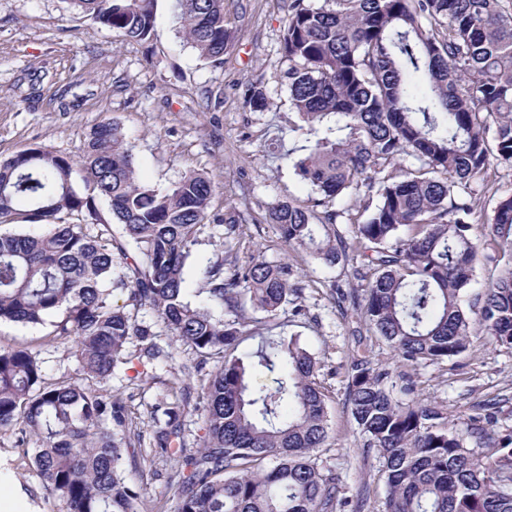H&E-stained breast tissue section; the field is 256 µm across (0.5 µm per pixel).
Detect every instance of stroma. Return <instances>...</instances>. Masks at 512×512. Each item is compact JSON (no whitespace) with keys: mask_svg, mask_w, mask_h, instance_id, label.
Returning <instances> with one entry per match:
<instances>
[{"mask_svg":"<svg viewBox=\"0 0 512 512\" xmlns=\"http://www.w3.org/2000/svg\"><path fill=\"white\" fill-rule=\"evenodd\" d=\"M224 16L236 32L223 62L201 59L177 32L173 0H157L154 35L137 42L119 37L91 16L68 8L65 0H0V160L40 146L76 154L95 125L117 122L144 181L165 188L193 172L212 184L209 218L197 234L185 272V297L205 302L202 268L221 255L245 264L253 254L286 265L300 292L276 316L247 309L240 353L291 337L317 361L316 381L328 407V439L317 455L321 468L340 479L345 505L337 512H383L386 478L375 450L357 430L346 402L350 364L363 355L389 373L394 391L414 388L415 399L437 405L449 423L464 427L489 399L501 397L494 431L512 430V349L474 335L466 352L438 364L404 361L359 318L366 268L357 250L356 225L365 219L354 206L349 219L333 225L346 244L345 261L329 268L304 250L285 245L268 212L285 201L309 207L310 188L292 161L304 154L308 128L290 102L282 37L288 0H224ZM264 90L268 106L245 103L250 87ZM239 214L228 223L229 214ZM157 341L171 354L160 372L119 367L106 388L129 400L144 444L163 414L173 383L195 384L196 354L175 342L163 323L146 311ZM47 327L0 323V344L39 351L48 378L77 377L67 347L46 340ZM16 435L0 430V512H68L15 448ZM171 464L126 463L128 481L145 489L163 512H175Z\"/></svg>","mask_w":512,"mask_h":512,"instance_id":"35a3bbf8","label":"stroma"}]
</instances>
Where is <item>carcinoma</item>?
<instances>
[{
	"label": "carcinoma",
	"instance_id": "carcinoma-1",
	"mask_svg": "<svg viewBox=\"0 0 512 512\" xmlns=\"http://www.w3.org/2000/svg\"><path fill=\"white\" fill-rule=\"evenodd\" d=\"M64 2L125 39L154 35L156 0ZM223 3L175 0L184 40L207 61H222L235 41ZM282 51L293 107L314 136L293 162L313 205L279 202L270 222L286 245L334 267L342 250L329 226L350 211L344 198L375 192L357 224L371 272L365 322L407 361L465 352L463 297L482 246L471 233L476 186L512 165V0H289ZM212 193L200 174L169 188L143 183L114 122L97 125L74 158L35 146L0 161V220L47 227L0 232V323L49 324V341L71 344L82 375L48 379L37 353L1 345L0 429L18 427L16 446L68 512L148 508L124 469L141 432L129 406L102 387L120 363L170 358L142 310L198 358L201 447H185L179 406L165 412L152 444L179 464L176 512H336V477L313 459L328 428L317 361L296 338L235 355L245 305L274 315L298 293L288 267L255 254L226 274L224 259L211 261L205 304L185 301L184 269ZM91 224L105 232L90 234ZM404 228L414 234L402 237ZM490 235L512 257V194L497 202ZM117 289L123 306L112 303ZM481 300L483 335L512 348V266ZM211 362L215 371L202 373ZM265 370L278 371L272 388L258 381ZM387 379L356 358L347 393L382 460L385 512H512V430L442 425L437 407L394 399Z\"/></svg>",
	"mask_w": 512,
	"mask_h": 512
}]
</instances>
